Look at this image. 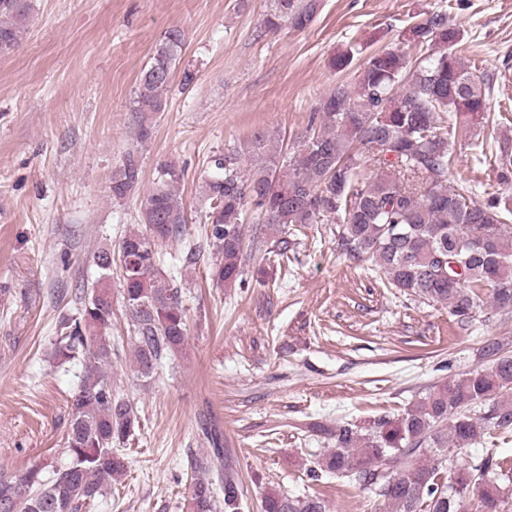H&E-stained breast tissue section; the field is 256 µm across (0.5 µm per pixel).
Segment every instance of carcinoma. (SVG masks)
<instances>
[{"instance_id": "1", "label": "carcinoma", "mask_w": 512, "mask_h": 512, "mask_svg": "<svg viewBox=\"0 0 512 512\" xmlns=\"http://www.w3.org/2000/svg\"><path fill=\"white\" fill-rule=\"evenodd\" d=\"M320 0H274L263 26L306 29ZM32 0H0V56L21 44L32 18ZM418 50L414 65L400 49L368 56L353 82L323 96L295 145L283 152L257 131L214 155L202 178L209 201L202 220L215 249L212 275L234 285L245 261V226L338 223L337 248L354 261L369 260L389 287L448 308L467 329L482 311L481 290L491 307L512 314V197L491 193L477 201L468 188L448 187L458 134L485 126L487 95L463 62L459 30L448 14L432 13L404 33ZM181 32L158 42L130 102L135 135L151 138L154 117L164 111L174 68L183 50ZM378 172L367 176L366 157ZM498 180L512 181V144H498ZM142 179L138 155L127 152L112 173L110 193L119 202ZM184 171L160 165L144 202L140 223L118 244L127 335L134 372L153 376L163 361L182 351L187 319L181 289L160 264L158 247L182 236L187 223L178 185ZM476 239L478 251L467 247ZM112 249L94 254L98 279L82 288L77 313L60 323L54 358L78 360L83 377L69 400L65 459L18 475L0 474V512H81L103 496L127 469L120 445L135 431L137 416L112 386ZM476 367L434 384L395 419L368 427L347 423L327 433L331 448L308 469L355 482L379 497L389 512H460L472 487L481 489V512H504L512 499V468L494 452L460 466L466 448L495 433H512V354L508 343L486 340ZM210 450L192 461L190 512H242L243 487L224 467L221 433L209 431ZM262 512H326L318 497L268 494Z\"/></svg>"}]
</instances>
